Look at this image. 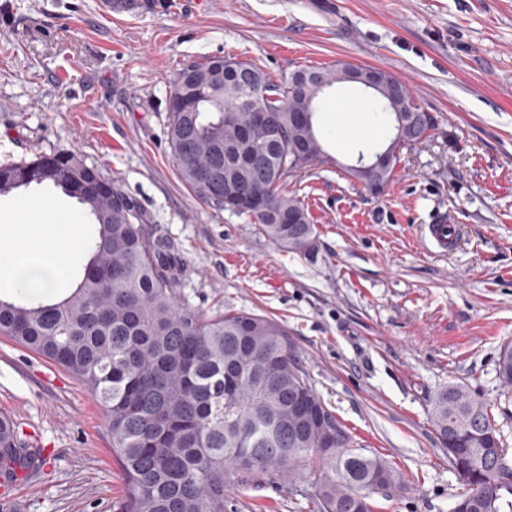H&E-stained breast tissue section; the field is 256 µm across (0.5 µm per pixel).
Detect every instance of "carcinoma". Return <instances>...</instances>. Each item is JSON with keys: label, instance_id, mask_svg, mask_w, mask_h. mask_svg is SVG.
Returning <instances> with one entry per match:
<instances>
[{"label": "carcinoma", "instance_id": "obj_1", "mask_svg": "<svg viewBox=\"0 0 512 512\" xmlns=\"http://www.w3.org/2000/svg\"><path fill=\"white\" fill-rule=\"evenodd\" d=\"M225 58L212 57L182 70L173 82L166 127L180 180L205 203L224 197L229 174L249 150L265 151L252 134L241 81L224 78L220 92L205 83ZM252 93L273 111L286 138L288 165L263 179L243 180L259 208L246 217L279 247L296 253L315 240L305 205L283 192L288 176L326 155L320 130L295 132L291 118L312 96L288 76L272 80L248 64ZM202 98L200 111L179 112L184 97ZM397 104L426 113L406 86ZM231 116L227 122L225 116ZM54 170L50 185L76 199L91 221L87 262L69 294L41 300L23 292L0 297V335L40 354L83 382L102 406L125 483L123 512H224L235 482L272 475L285 484L309 482L320 512H373L371 493L382 482L403 487L401 476L376 454L354 449L345 425L321 400L305 373L288 331L276 320L246 312L206 317L179 303L180 259L146 231L140 211L95 166L76 153L35 154L0 164L6 175ZM288 213L294 224L276 217ZM503 387L512 389V345L497 361ZM431 422L464 486L456 512L512 509V465L484 401L450 382L432 399ZM338 426V443L324 444ZM43 463L42 449L0 418V486Z\"/></svg>", "mask_w": 512, "mask_h": 512}]
</instances>
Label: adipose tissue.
I'll list each match as a JSON object with an SVG mask.
<instances>
[{
  "label": "adipose tissue",
  "instance_id": "ef3b65f1",
  "mask_svg": "<svg viewBox=\"0 0 512 512\" xmlns=\"http://www.w3.org/2000/svg\"><path fill=\"white\" fill-rule=\"evenodd\" d=\"M82 217L69 212L61 224H23L0 239V288L33 296L53 293L69 274V261L84 250Z\"/></svg>",
  "mask_w": 512,
  "mask_h": 512
}]
</instances>
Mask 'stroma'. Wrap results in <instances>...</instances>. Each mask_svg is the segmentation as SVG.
Wrapping results in <instances>:
<instances>
[{"label":"stroma","instance_id":"35a3bbf8","mask_svg":"<svg viewBox=\"0 0 512 512\" xmlns=\"http://www.w3.org/2000/svg\"><path fill=\"white\" fill-rule=\"evenodd\" d=\"M99 0H0V163L78 153L141 209L180 258V303L208 316L266 315L293 339L311 383L357 446L387 460L403 491L375 512H452L461 486L433 430L448 381L483 399L512 451V393L496 374L512 343V0H149L108 19ZM272 79L345 60L389 72L437 119L369 193L345 172L390 134L369 96L330 90L324 162L283 189L308 208L317 249L277 248L246 217L179 179L166 102L180 70L209 57ZM373 135L347 137L336 103ZM454 217L447 253L425 226ZM0 416L42 448L8 490L11 512H122L125 485L104 411L68 372L0 336ZM225 512H319L307 484L270 477L229 492Z\"/></svg>","mask_w":512,"mask_h":512}]
</instances>
